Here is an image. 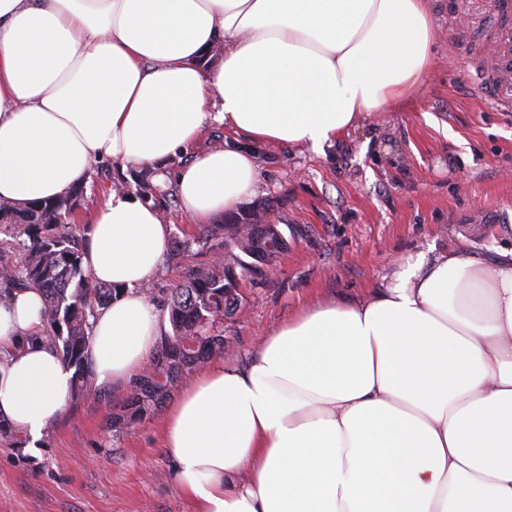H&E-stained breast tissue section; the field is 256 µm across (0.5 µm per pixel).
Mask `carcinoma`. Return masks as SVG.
<instances>
[{"instance_id": "carcinoma-1", "label": "carcinoma", "mask_w": 512, "mask_h": 512, "mask_svg": "<svg viewBox=\"0 0 512 512\" xmlns=\"http://www.w3.org/2000/svg\"><path fill=\"white\" fill-rule=\"evenodd\" d=\"M153 171L133 175L145 202H159L167 192L151 181ZM83 188L63 197L20 206L0 202V224L19 228L25 239L16 243L22 260L0 263V302L12 291L38 288L44 296V339L74 368V390L92 392L93 371L88 361L90 318L106 307L117 289L95 284L84 270L83 253L68 231L69 220L81 206ZM200 238L210 245L208 264L188 269L171 290L167 313L171 331L160 340L151 371L136 383L129 401L112 414L109 426L117 432L157 409L183 374L224 352V336L215 326L242 310L243 278L262 273L288 249L279 228L252 223V212L226 216L221 224L202 228Z\"/></svg>"}]
</instances>
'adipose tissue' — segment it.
<instances>
[{"label": "adipose tissue", "instance_id": "obj_1", "mask_svg": "<svg viewBox=\"0 0 512 512\" xmlns=\"http://www.w3.org/2000/svg\"><path fill=\"white\" fill-rule=\"evenodd\" d=\"M429 0H0V201L57 198L96 166L177 155L182 214L256 188L257 145L308 147L410 99L433 64ZM224 127L238 144L202 147ZM83 265L119 288L92 320L100 386L149 370L156 208L109 188ZM34 288L0 302V420L36 447L73 391ZM193 512H512V250L395 264L356 300L299 309L244 363L209 360L163 414Z\"/></svg>", "mask_w": 512, "mask_h": 512}]
</instances>
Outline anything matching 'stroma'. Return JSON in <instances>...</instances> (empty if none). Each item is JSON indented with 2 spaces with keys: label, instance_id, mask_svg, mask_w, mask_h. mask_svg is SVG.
<instances>
[{
  "label": "stroma",
  "instance_id": "stroma-1",
  "mask_svg": "<svg viewBox=\"0 0 512 512\" xmlns=\"http://www.w3.org/2000/svg\"><path fill=\"white\" fill-rule=\"evenodd\" d=\"M430 9L434 66L410 101L317 152L259 149L257 189L242 208L271 205L288 250L273 270L244 281V311L217 326L225 359L243 360L265 331L314 300L359 297L394 258L460 240L484 255L512 248V112L484 98L475 63L494 39L493 4L430 0ZM160 213L171 239L191 242L168 255L152 285L161 305L210 251L193 244L199 228L176 197ZM128 398L72 396L35 453L18 433L1 434L0 512H192L163 454L162 410L110 429Z\"/></svg>",
  "mask_w": 512,
  "mask_h": 512
}]
</instances>
